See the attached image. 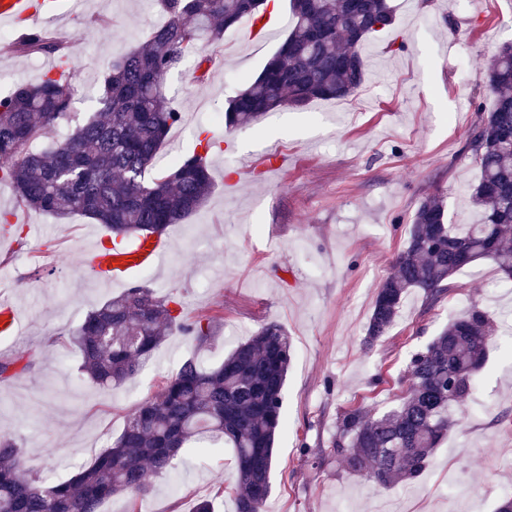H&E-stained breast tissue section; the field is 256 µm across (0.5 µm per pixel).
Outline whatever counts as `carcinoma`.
<instances>
[{"instance_id":"cac0c4a2","label":"carcinoma","mask_w":512,"mask_h":512,"mask_svg":"<svg viewBox=\"0 0 512 512\" xmlns=\"http://www.w3.org/2000/svg\"><path fill=\"white\" fill-rule=\"evenodd\" d=\"M266 0H156L168 20L106 64L99 108L62 140L59 124L74 111L69 42L38 30L0 46L16 56L56 60L57 71L17 84L0 98V183L17 207L59 217L83 215L105 228L112 249L161 235L204 204L213 189L205 156L179 157L150 179L158 152L182 120L164 91L165 76L203 43H218L245 19L266 14ZM292 28L260 74L229 103L224 128L250 125L285 105L341 99L366 77L367 38L395 22L388 0H290ZM486 83L493 107L468 140L480 179L470 189L481 220L461 231L447 223L444 196L416 209L394 272L380 285L367 325L368 348L386 336L408 295L434 303L452 277L490 259L512 277V42L492 59ZM41 139L50 145L40 151ZM180 302L139 284L91 311L72 332L83 375L103 389L135 378L168 328L176 325L201 347L209 324L180 321ZM495 335L474 303L446 325L405 369L406 394L382 412L353 406L336 421L331 452L377 489L420 478L441 440L460 418L449 413L473 390ZM293 345L279 324L262 327L213 368L194 357L126 417L113 446L63 482H48L27 465L17 442L0 433V512H99L106 500L142 499L148 478L170 474L193 444L233 449L236 512H264L271 490L276 437L283 426V389Z\"/></svg>"}]
</instances>
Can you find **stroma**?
<instances>
[{"instance_id": "stroma-1", "label": "stroma", "mask_w": 512, "mask_h": 512, "mask_svg": "<svg viewBox=\"0 0 512 512\" xmlns=\"http://www.w3.org/2000/svg\"><path fill=\"white\" fill-rule=\"evenodd\" d=\"M394 25L366 46L367 75L357 100H314L285 106L225 133L210 113L222 112L256 77L287 37L281 27L260 44L239 29L219 47L204 84L191 68L171 72L165 90L183 115L162 155H185L199 129L226 150L210 151L213 190L207 203L170 225L160 266L134 274L157 297L176 295L185 320L211 318L213 341L192 345L172 330L149 368L109 391L80 373L68 335L85 315L123 293L93 277L85 263L105 236L101 225L73 215L20 212L0 184V212H17L21 235L0 233V301L21 313L20 334L0 339V360L23 358L30 369L0 380V429L12 433L28 465L52 481L93 463L121 432L127 415L153 396L188 356L206 368L261 327L276 323L293 340L283 392L285 430L275 442L265 512H494L512 490V288L491 287L492 261L463 269L435 307L411 293L387 336L365 351L377 289L393 271L420 201L440 192L448 221L475 224L469 189L480 170L467 147L478 109L493 99L484 68L512 40V0H391ZM165 15L152 0H63L45 26L72 43L80 93L67 136L92 115L112 56L138 44ZM54 65L44 56L0 55V95L38 80ZM288 157L267 171L265 156ZM497 325V346L477 374L465 415L436 449L422 478L373 489L331 456L327 442L339 414L362 403L382 411L403 386L412 353L471 302ZM149 512H192L209 496L216 512H235L232 449L187 453L169 475L151 477Z\"/></svg>"}]
</instances>
